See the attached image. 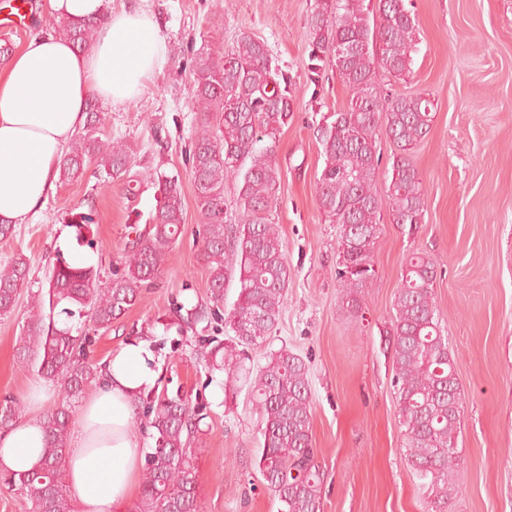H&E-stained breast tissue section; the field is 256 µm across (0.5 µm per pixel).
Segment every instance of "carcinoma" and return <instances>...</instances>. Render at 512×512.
<instances>
[{
    "label": "carcinoma",
    "mask_w": 512,
    "mask_h": 512,
    "mask_svg": "<svg viewBox=\"0 0 512 512\" xmlns=\"http://www.w3.org/2000/svg\"><path fill=\"white\" fill-rule=\"evenodd\" d=\"M306 24L311 73L318 76L328 65L350 92L347 108L331 113L319 128L323 167L317 196L329 223L342 227L336 278L346 311L357 317L361 289L376 274L382 211H389L394 224L413 228L424 221L426 193L410 155L431 128L434 103L423 94L394 96L377 81L379 69L399 78L412 71L419 51L418 20L406 0H315ZM49 26L82 52L93 45L94 21L62 17ZM191 101L200 123L189 149L190 175L204 220L202 256L209 268L210 299L191 308L178 305L173 313L182 330L224 322L225 338L202 337L198 352L209 369L226 374L229 391L247 379L262 417L257 468L280 512H322L324 477L312 446L308 366L286 348L266 347L291 277L278 226L268 212L280 177L277 141L293 112L294 91L266 42L247 34L228 50L197 55ZM101 125L99 103L92 99L82 132L59 160V179H77L90 165L105 183L129 175L131 148L103 136ZM381 129L395 147L391 180L383 190L377 183ZM229 180L235 186V224L224 223V184ZM141 181L155 189L156 206L143 230L127 243L121 271L102 288L94 266H74L60 258L48 288L30 295L32 309L17 338V364L59 387L62 400L42 418L46 446L41 467L0 474V486L21 495L26 512H71L66 470L74 409L97 388L102 370L89 358L87 337L55 319L56 313L82 317L97 330L112 329L136 303L141 288L159 276L182 233L178 175L156 170L142 174ZM28 273L22 254L0 267V318L13 313ZM436 277L430 258L414 253L407 259L393 302L391 385L404 461L422 481L430 512H448L458 491L455 440L463 394L434 304ZM231 284L237 299L226 309L224 288ZM261 347L265 363L246 370L248 350ZM138 406L155 446L145 456L133 512H201L194 445L207 405L151 389L139 394ZM20 419L15 401L0 403L1 431Z\"/></svg>",
    "instance_id": "obj_1"
}]
</instances>
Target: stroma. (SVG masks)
<instances>
[{
  "mask_svg": "<svg viewBox=\"0 0 512 512\" xmlns=\"http://www.w3.org/2000/svg\"><path fill=\"white\" fill-rule=\"evenodd\" d=\"M152 14L166 63L134 100L104 103V134L132 148L135 171L180 177L184 229L158 279L109 331L84 325L90 356L102 363L124 344L153 348L158 388L207 405L196 465L202 512H278L277 499L254 465L263 442L261 416L246 392L225 400L221 372H210L196 339L173 330L175 305L207 302L209 269L199 234L203 218L188 149L196 114L192 59L201 48L229 49L244 33L263 39L292 80L294 112L278 140L280 178L270 219L280 227L291 270L288 299L271 349L288 348L310 370L312 445L324 473L323 512H427L419 480L402 455L393 394L394 294L407 257L435 263L433 297L443 336L463 388L458 435L461 490L448 512H512V0H410L419 20L420 51L409 76L380 73L392 94L430 96L435 117L411 156L427 194L416 230L383 220L376 276L363 288L362 316L341 303L336 278L340 228L319 209L316 176L323 166L317 129L342 109L349 92L335 69L311 80L306 18L314 0H112ZM155 206L154 191L129 195L126 180L102 183L94 168L58 182L45 205L0 240V265L15 254L29 261V292L0 318V401L26 402L36 374L21 370L15 345L30 291L45 287L66 247L93 258L103 279ZM91 214L83 229L73 213ZM178 349L157 348L162 335Z\"/></svg>",
  "mask_w": 512,
  "mask_h": 512,
  "instance_id": "stroma-1",
  "label": "stroma"
}]
</instances>
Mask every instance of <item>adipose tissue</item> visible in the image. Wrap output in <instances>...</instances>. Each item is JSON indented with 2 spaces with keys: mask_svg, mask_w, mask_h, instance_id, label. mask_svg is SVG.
I'll use <instances>...</instances> for the list:
<instances>
[{
  "mask_svg": "<svg viewBox=\"0 0 512 512\" xmlns=\"http://www.w3.org/2000/svg\"><path fill=\"white\" fill-rule=\"evenodd\" d=\"M52 11L99 23L81 52L52 33L30 38L0 74V221L22 224L55 190L57 162L83 125L86 103L99 97L121 105L165 64V46L152 17L139 7L110 11L107 0H49ZM145 343H129L105 362L93 395L79 408L69 450L67 485L72 512H124L142 458L130 427L137 397L159 373ZM50 384L29 396L31 413L0 432V472H29L43 457L40 411Z\"/></svg>",
  "mask_w": 512,
  "mask_h": 512,
  "instance_id": "ef3b65f1",
  "label": "adipose tissue"
}]
</instances>
